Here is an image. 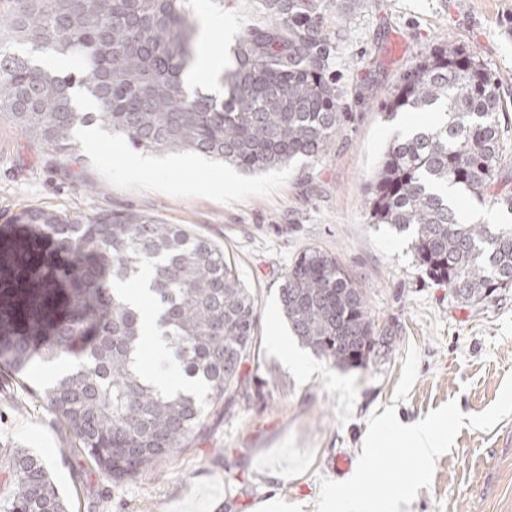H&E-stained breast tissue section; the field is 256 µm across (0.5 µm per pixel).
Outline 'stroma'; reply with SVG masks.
Here are the masks:
<instances>
[{
  "instance_id": "obj_1",
  "label": "stroma",
  "mask_w": 512,
  "mask_h": 512,
  "mask_svg": "<svg viewBox=\"0 0 512 512\" xmlns=\"http://www.w3.org/2000/svg\"><path fill=\"white\" fill-rule=\"evenodd\" d=\"M232 22L210 34L226 55L246 29L267 24L260 0H224ZM323 26L336 46L334 71L346 117L324 155L246 174L195 153L158 155L161 167L125 175L133 148L94 124L75 133L81 180L64 176L39 141L0 120V225L27 208L71 219L133 209L182 224L222 247L250 288L257 342L242 365L235 402L210 410L200 432L173 456L136 477H105L57 416L30 390L49 384L40 368L29 387L0 373V443L30 448L50 470L69 512H316L320 478L344 481L339 458L357 463L374 410L395 406L400 422H419L448 402L479 414L499 398L512 372V289L482 304L461 303L415 264L407 236L372 224L368 198L394 138L427 117H388L382 104L425 48L449 38L476 53L500 87L498 114L508 161L499 178L512 191V0H326ZM343 265L367 296L373 319L392 333L388 351L367 368L329 367L309 349L307 373L269 345L288 335L279 305L284 275L306 247ZM419 353L406 399L395 400L408 346ZM400 512H512V416L492 429L463 427L437 458L430 486Z\"/></svg>"
}]
</instances>
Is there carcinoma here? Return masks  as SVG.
I'll return each mask as SVG.
<instances>
[{
    "instance_id": "cac0c4a2",
    "label": "carcinoma",
    "mask_w": 512,
    "mask_h": 512,
    "mask_svg": "<svg viewBox=\"0 0 512 512\" xmlns=\"http://www.w3.org/2000/svg\"><path fill=\"white\" fill-rule=\"evenodd\" d=\"M271 18L245 32L224 69L221 97L186 87L200 37L193 0H13L0 11V117L78 164L79 126L98 123L146 151H191L266 171L326 152L341 120L342 90L324 0H261ZM68 55L65 75L32 54ZM99 102L76 106V90ZM498 82L448 39L400 77L384 110L429 113L389 145L370 217L412 232L416 266L458 299L512 288V224H465L440 189L451 185L512 211L497 190L504 156ZM152 270L157 334L196 390L162 389L141 363L140 312L112 287ZM289 328L326 364L364 367L390 331L327 251L308 247L279 293ZM257 313L224 249L181 224L134 210L72 221L26 209L0 226V368L23 384L35 367L76 359L40 392L90 460L113 481L174 454L206 408L235 398L256 339ZM0 512H68L46 462L0 444Z\"/></svg>"
}]
</instances>
